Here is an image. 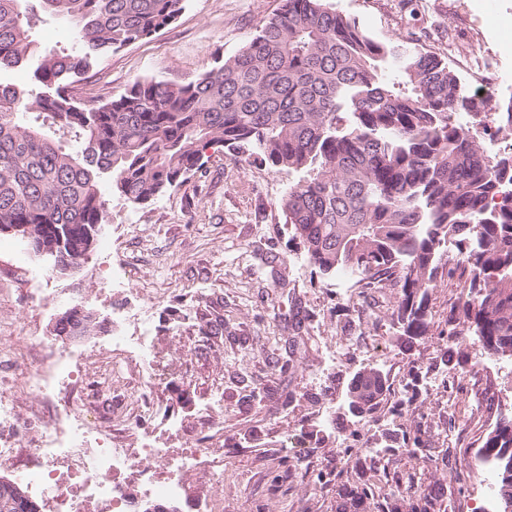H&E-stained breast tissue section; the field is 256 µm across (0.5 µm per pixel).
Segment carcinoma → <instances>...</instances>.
<instances>
[{"label": "carcinoma", "instance_id": "1", "mask_svg": "<svg viewBox=\"0 0 512 512\" xmlns=\"http://www.w3.org/2000/svg\"><path fill=\"white\" fill-rule=\"evenodd\" d=\"M32 0H0V72L31 67L43 92L0 83V233L14 231L53 273L71 272L92 252L107 222L112 190L144 206L203 172L204 151L220 145L242 161L300 172L284 203L286 223L311 264L348 267L367 291L399 289L393 316L406 336L429 330L427 302L439 270L463 269L470 285L450 323L470 322L483 348L512 357V155L487 152L459 112L512 136V98L496 105L470 92L437 53L397 37L377 41L327 4L283 0L252 39L194 82L136 79L106 103L81 102L70 85L98 60L176 21L183 0H37L78 26L81 53L39 44ZM469 243L442 262L448 235ZM104 322L68 312L53 331ZM385 374L356 376L347 392L355 417L385 394ZM386 456L424 453L401 434ZM500 462L502 512H512V420L484 439L477 461ZM409 474L352 488L341 512H448L435 489ZM0 512H41L23 485L0 486Z\"/></svg>", "mask_w": 512, "mask_h": 512}]
</instances>
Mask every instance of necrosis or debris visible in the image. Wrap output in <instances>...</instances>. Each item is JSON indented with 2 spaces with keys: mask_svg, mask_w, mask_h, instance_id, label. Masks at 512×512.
I'll list each match as a JSON object with an SVG mask.
<instances>
[{
  "mask_svg": "<svg viewBox=\"0 0 512 512\" xmlns=\"http://www.w3.org/2000/svg\"><path fill=\"white\" fill-rule=\"evenodd\" d=\"M126 310L112 314V348L128 353L136 362L153 361L149 334L129 336L123 333ZM40 370L28 373L23 385H16L9 373L0 374V462L18 464V476L40 500L43 512H86L96 506L100 512H133L123 477H135L145 496L157 500L179 498L183 491V473L204 468L215 477L224 474L223 456L202 454L189 449L171 455L165 448L140 450L128 447L121 438L106 440L90 436L77 427L80 413L75 408L56 413L52 429L39 433L27 445L17 447L14 422L15 404L20 389L39 391L49 402L58 400L64 384L70 383L72 367L62 352L49 346L40 351ZM162 462L164 476L135 465L137 456Z\"/></svg>",
  "mask_w": 512,
  "mask_h": 512,
  "instance_id": "4bbe7bcc",
  "label": "necrosis or debris"
}]
</instances>
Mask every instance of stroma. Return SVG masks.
Returning <instances> with one entry per match:
<instances>
[{
  "label": "stroma",
  "mask_w": 512,
  "mask_h": 512,
  "mask_svg": "<svg viewBox=\"0 0 512 512\" xmlns=\"http://www.w3.org/2000/svg\"><path fill=\"white\" fill-rule=\"evenodd\" d=\"M374 39L421 40L450 68L454 45L482 37L493 66L477 92L512 98V0H329ZM282 0H184L178 20L157 34L103 57L94 76L75 83L78 99L107 102L135 79L195 81L254 36ZM203 173L142 207L101 190L109 221L100 245L71 274L50 272L33 254H17L16 237L0 234V353L17 372L40 363L36 343L55 342L56 318L75 305L105 320L104 329L65 342L82 375L76 403L94 432L123 428L131 447L149 443L224 456V476L186 472L180 512L200 499L223 512H338L344 490L358 482L347 448H375L389 430L421 429L427 459L383 457L388 474H413L419 487L445 481L448 512H479L478 450L496 423L512 418V359L479 368L472 328L449 336L448 315L464 282L441 278L428 300L430 329L402 336L392 316L397 291L373 289L350 299L335 276L320 272L286 224L283 203L299 176L243 165L224 147L205 152ZM125 289L118 292L113 278ZM138 307L152 326L154 363L142 367L112 351L107 322L119 304ZM223 317L219 336L198 326ZM348 346L335 368L328 348ZM296 350L301 363L282 373L276 361ZM366 368L384 371L388 392L355 421L346 392ZM160 389L152 413L134 425V404ZM270 395L250 400L254 387ZM221 406V418L211 414ZM332 406L337 424L318 420ZM304 456L309 467L285 469Z\"/></svg>",
  "instance_id": "35a3bbf8"
}]
</instances>
